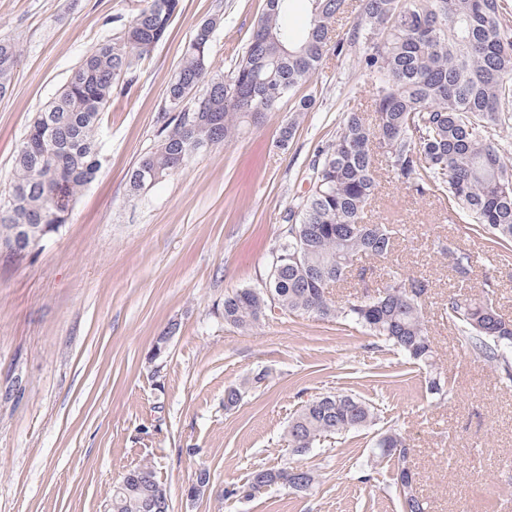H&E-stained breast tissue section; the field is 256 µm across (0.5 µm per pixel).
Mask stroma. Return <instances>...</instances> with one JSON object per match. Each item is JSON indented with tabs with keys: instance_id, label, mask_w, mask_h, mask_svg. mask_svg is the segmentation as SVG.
<instances>
[{
	"instance_id": "stroma-1",
	"label": "stroma",
	"mask_w": 512,
	"mask_h": 512,
	"mask_svg": "<svg viewBox=\"0 0 512 512\" xmlns=\"http://www.w3.org/2000/svg\"><path fill=\"white\" fill-rule=\"evenodd\" d=\"M263 7L182 0L167 38L106 108L102 168L66 224L23 259L0 253V512H105L115 482L142 460L168 486L171 512H401L394 467L372 453L390 427L411 445L430 512H512V382L462 347L444 312L458 279L442 250L463 244L476 259L473 283L494 280L496 308L512 318V245L449 214L447 199L418 198L382 169L367 214L396 230L394 266L431 283L432 369L349 324L277 312L246 329L224 321L225 293L264 284L280 226L311 188L314 150L347 112L368 109L362 47L327 53L299 90L314 98L311 111L284 98L234 140L193 153L145 193L129 191L128 171L161 139L166 88L198 26L223 17L208 65L227 72ZM134 14L131 0H0V38L21 50L13 91L0 99V190L33 113L111 38L113 17ZM360 264L365 276L337 283L332 297L386 286L380 262ZM172 322L165 356L151 360ZM431 372L445 378L446 398L427 392ZM240 385V406L225 411V388ZM349 389L376 403V426L292 458L294 410ZM294 459L317 471L316 487L232 495L253 471ZM202 468L208 487L186 497Z\"/></svg>"
}]
</instances>
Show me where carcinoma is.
I'll return each mask as SVG.
<instances>
[{
    "mask_svg": "<svg viewBox=\"0 0 512 512\" xmlns=\"http://www.w3.org/2000/svg\"><path fill=\"white\" fill-rule=\"evenodd\" d=\"M182 0H147L131 20L112 19V38L88 53L57 96L36 113L17 151L8 194L0 208V236L12 242L18 224H53V213L69 209L100 168V115L132 75L137 62L163 41ZM290 0H265L246 50L229 77L211 75L209 47L220 19L201 24L166 92L164 111L173 113L157 147L129 175L134 194L153 187L193 153L229 142L256 124L278 102L318 74L329 46H363L359 64L372 79L370 108L347 113L336 136L310 162V194L289 209L263 288L224 296V322L248 328L270 309L354 324L379 336L413 364L432 365L434 348L425 328L431 290L424 277L389 266L388 285L375 294L336 302L327 289L370 256L390 259L396 231L365 222L378 190L377 164L413 194L448 197L468 223L478 224L496 244H512V152L487 137L488 129L512 125V22L503 0H364L348 42L334 39L347 0H308L309 17L296 30L288 23ZM19 46L0 39V97L12 86ZM460 289L448 295V320L475 356L495 364L512 380V319L493 303V284L482 294L471 287L473 261L456 246ZM377 414L353 393L317 397L288 421V445L303 456L329 438L375 425ZM374 448L396 461L394 485L405 512H429L407 464L409 444L396 429L376 435ZM298 482L312 489L318 474L288 465L252 473L250 481L276 486ZM160 483L154 466L113 485L110 512H155Z\"/></svg>",
    "mask_w": 512,
    "mask_h": 512,
    "instance_id": "obj_1",
    "label": "carcinoma"
}]
</instances>
